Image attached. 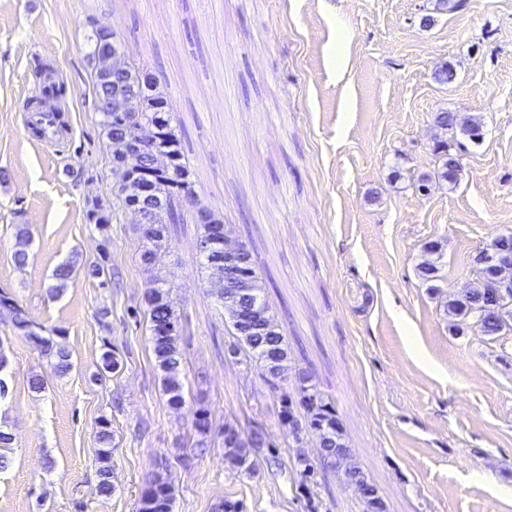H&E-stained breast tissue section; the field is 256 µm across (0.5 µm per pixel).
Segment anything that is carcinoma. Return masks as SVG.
Instances as JSON below:
<instances>
[{"label": "carcinoma", "instance_id": "1", "mask_svg": "<svg viewBox=\"0 0 512 512\" xmlns=\"http://www.w3.org/2000/svg\"><path fill=\"white\" fill-rule=\"evenodd\" d=\"M88 60L95 85L96 101L110 102L112 94L136 91L133 110L117 113L97 108L99 125L110 151L112 175L116 177L117 193L112 207L94 200L88 206L87 220L103 238H108L110 224L120 221L122 213L141 202L143 189L151 187L163 206L153 213V221L142 230L141 263L153 269L160 250L166 245L171 226L195 224L199 227L197 249L199 267L206 274L209 294L224 309V322L233 338L232 352L239 360L259 366L267 375L288 370L291 361L288 343L265 299L257 261L247 246H242L246 272L253 289L252 296L237 301L224 286V275H216L214 266L224 267V219L203 204L192 180L191 150L183 140L181 130L169 109L166 96L156 83L139 85V78L150 75L146 63L125 54L120 37L114 31L92 25L87 34ZM434 123L444 129L461 127L472 142L484 138V125L475 117L463 118L454 112L441 111ZM148 126L149 135L139 149H129L133 127ZM439 167L434 178L454 186L460 179L457 154L445 140L433 147ZM31 233L21 225L16 233L14 261L27 264ZM475 279L469 288L448 298L446 309L457 327H472L481 335L495 340L512 334V275L498 274L487 249H480L470 261ZM150 343L156 365L162 372L163 392L167 404L178 409L185 402L182 353L177 345L179 324L171 284L159 275L153 276L144 294ZM0 311L10 315L13 326L28 343L41 353L56 359L54 368L64 374L70 369L64 346L53 340L58 329L48 328L33 320L18 300L0 297ZM300 384L290 392L278 388L281 418L288 421L289 433L300 440L301 433L312 431L317 440L320 464L341 473L345 482L361 495L365 512H383V502L376 487L356 465L354 455L336 413L335 403L318 388L312 374L299 373ZM224 459L246 473L253 467V455L263 446L272 444L270 435L252 427L244 430L237 424L224 422ZM174 501L171 483L160 475L148 480L139 501L138 512H172Z\"/></svg>", "mask_w": 512, "mask_h": 512}]
</instances>
